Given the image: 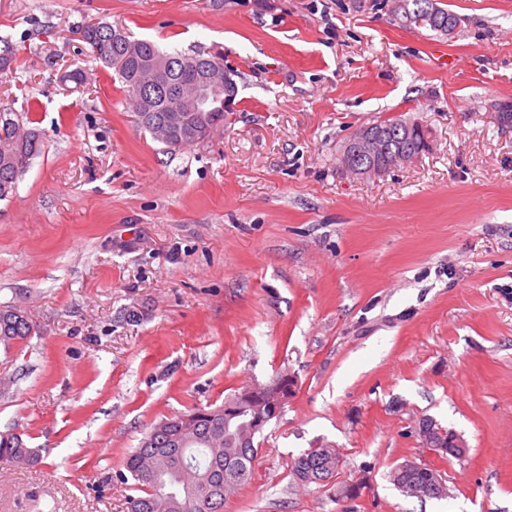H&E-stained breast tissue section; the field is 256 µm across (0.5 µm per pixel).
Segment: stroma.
<instances>
[{
    "label": "stroma",
    "instance_id": "1",
    "mask_svg": "<svg viewBox=\"0 0 512 512\" xmlns=\"http://www.w3.org/2000/svg\"><path fill=\"white\" fill-rule=\"evenodd\" d=\"M449 37L391 0H0L18 65L0 104L44 152L0 202V305L34 332L0 347V512H127L124 459L161 419L291 374L250 480L224 512H512V0H437ZM216 54L238 93L224 127L171 150L135 120L82 25ZM80 70L84 86L61 83ZM431 148L381 177L341 147L388 118ZM465 458L422 448L418 422ZM325 442L353 501L295 484ZM440 470L417 499L396 464ZM5 458L11 462L29 465L38 459L35 448H29L22 438L14 433H0V459ZM401 463L396 465L391 471V480L394 486L400 492H403L402 489L406 487V491L408 494L407 496L414 497L412 494H414V492H416L421 486L428 483L432 484L434 483V481H436V475H438V473L431 469H425V464L417 463L416 461L413 460H407V462L403 464L404 467H401ZM406 467L417 469L420 468L425 470H412ZM429 484L422 487L421 490L417 493V495L420 498H425L426 496H428V498L438 499L445 497L447 495V486L444 483V481L443 484L438 488H436V484ZM436 490L438 494L433 495L436 492Z\"/></svg>",
    "mask_w": 512,
    "mask_h": 512
}]
</instances>
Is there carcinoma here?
<instances>
[{
  "instance_id": "carcinoma-1",
  "label": "carcinoma",
  "mask_w": 512,
  "mask_h": 512,
  "mask_svg": "<svg viewBox=\"0 0 512 512\" xmlns=\"http://www.w3.org/2000/svg\"><path fill=\"white\" fill-rule=\"evenodd\" d=\"M402 26L437 34L448 29V22L460 19L435 0H405ZM84 42L99 60L115 69L124 92L133 102L138 124L151 137L162 142L165 137L179 139L192 146L224 125L228 107L224 97L210 102L205 112L194 110L184 98H170L159 86L190 79L188 66L201 54L161 51L154 42L130 39L121 27L108 23H88L81 28ZM18 64L17 49L0 39V74H7ZM377 125L392 133L391 146L399 148L404 135L419 142L426 134L417 119L388 118ZM44 136L36 127L23 126V114L11 108L0 109V201L16 192L19 179L32 160L43 152ZM15 306L0 305V346L9 348L31 336L32 321L14 313ZM278 374L259 390L246 387L224 398L211 408L196 406L188 412L162 420L141 439L127 455L122 478H131L138 494L129 499V512H223L224 500L252 475L258 454V437L295 394V382ZM432 444L442 453L458 458L449 429L434 428ZM29 465L38 459L37 450L28 447L14 433H0V459ZM339 456L330 444L304 450L291 458L290 474L302 486L332 485L336 497L355 500L358 486L336 481ZM437 472L412 470L396 465L391 480L396 488L412 495L421 486L436 481Z\"/></svg>"
}]
</instances>
